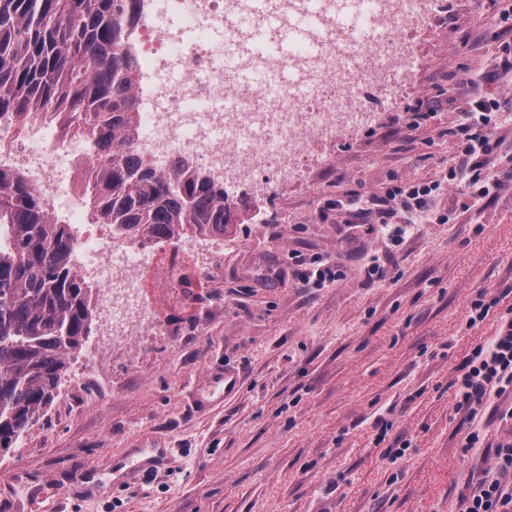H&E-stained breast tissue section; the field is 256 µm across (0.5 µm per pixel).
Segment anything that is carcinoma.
<instances>
[{
  "mask_svg": "<svg viewBox=\"0 0 512 512\" xmlns=\"http://www.w3.org/2000/svg\"><path fill=\"white\" fill-rule=\"evenodd\" d=\"M140 0H0V114L88 129L89 196L99 224L146 241L183 225L224 231L238 204L190 163L158 172L137 152L140 106L127 38ZM77 230L53 219L23 177L0 169V452L58 395L66 355L90 332V289L77 270Z\"/></svg>",
  "mask_w": 512,
  "mask_h": 512,
  "instance_id": "cac0c4a2",
  "label": "carcinoma"
}]
</instances>
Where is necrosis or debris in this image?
Returning <instances> with one entry per match:
<instances>
[{
    "mask_svg": "<svg viewBox=\"0 0 512 512\" xmlns=\"http://www.w3.org/2000/svg\"><path fill=\"white\" fill-rule=\"evenodd\" d=\"M434 4L357 0L355 21L342 24L344 0H320L319 23L286 61L298 83L278 86L252 44L246 0H141L130 35L141 101L135 147L154 168L185 160L229 190L288 183L309 164L311 141L373 123L361 85L412 73L414 53L400 31L427 25ZM227 54L247 81L226 86ZM228 95L236 107H225ZM93 162L81 131L0 117V167L26 176L51 217L76 226L78 269L93 291L96 339L73 359L66 405L73 416L91 405L99 366L114 347L164 333L141 290L146 246L118 225L86 221L80 199Z\"/></svg>",
    "mask_w": 512,
    "mask_h": 512,
    "instance_id": "obj_1",
    "label": "necrosis or debris"
}]
</instances>
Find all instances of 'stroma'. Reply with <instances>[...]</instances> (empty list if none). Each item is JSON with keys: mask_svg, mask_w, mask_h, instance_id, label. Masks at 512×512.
Returning <instances> with one entry per match:
<instances>
[{"mask_svg": "<svg viewBox=\"0 0 512 512\" xmlns=\"http://www.w3.org/2000/svg\"><path fill=\"white\" fill-rule=\"evenodd\" d=\"M404 36L416 71L362 87L372 126L318 146L294 182L234 189L243 221L225 225L217 272L183 239L153 244L143 289L165 335L113 351L105 407L65 420L51 404L0 454V512H459L493 476L512 398L470 421L453 381L512 312V181L468 209L446 173L476 93L502 102L493 172L512 170V85L490 75L512 57V0H438ZM422 98L435 114L420 124ZM436 179L398 242L336 206ZM316 254L342 279L305 286L291 258ZM481 292L495 303L473 323Z\"/></svg>", "mask_w": 512, "mask_h": 512, "instance_id": "35a3bbf8", "label": "stroma"}]
</instances>
